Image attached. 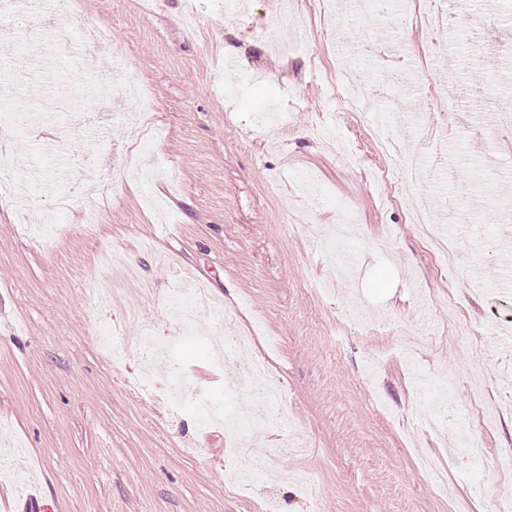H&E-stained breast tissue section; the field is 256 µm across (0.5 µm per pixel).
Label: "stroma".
I'll return each mask as SVG.
<instances>
[{
	"label": "stroma",
	"mask_w": 512,
	"mask_h": 512,
	"mask_svg": "<svg viewBox=\"0 0 512 512\" xmlns=\"http://www.w3.org/2000/svg\"><path fill=\"white\" fill-rule=\"evenodd\" d=\"M394 2L324 22L317 0H85L146 90L99 110L73 69L46 64L50 13L0 8V33L29 44L0 61V91L37 118L11 130L19 186L0 190V512H512V132L492 125L512 60L493 81L482 65L512 43V0H447L431 35ZM228 58L252 85L227 99L214 87ZM279 108L286 131L256 130ZM87 156L79 206L67 192ZM411 168L455 242L448 272L395 203ZM41 224L69 233L37 244L24 228ZM183 277L218 309L175 303ZM133 302L161 350L116 364L98 332L136 335ZM452 306L472 328L463 345ZM235 335L249 347L220 364ZM171 368L180 413L131 389ZM271 379L284 423L262 432L264 477L234 481L223 425L199 428L191 407L269 415ZM468 418L479 467L458 444Z\"/></svg>",
	"instance_id": "stroma-1"
}]
</instances>
